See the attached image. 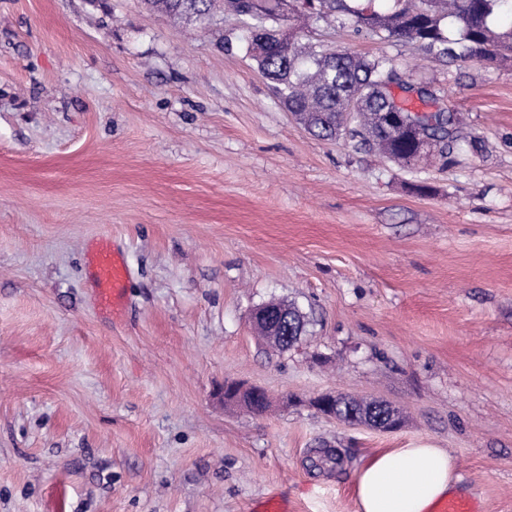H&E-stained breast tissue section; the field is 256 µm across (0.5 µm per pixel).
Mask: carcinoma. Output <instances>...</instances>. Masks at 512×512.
Wrapping results in <instances>:
<instances>
[{"instance_id": "1", "label": "carcinoma", "mask_w": 512, "mask_h": 512, "mask_svg": "<svg viewBox=\"0 0 512 512\" xmlns=\"http://www.w3.org/2000/svg\"><path fill=\"white\" fill-rule=\"evenodd\" d=\"M147 13L201 21L230 11L251 20L246 50L259 70L274 83L287 110L313 135L333 140L341 136L400 164L439 154L461 155L478 150L462 134L460 118L444 109L428 111L435 100L425 86L408 85L405 74L385 56L362 57L321 45L301 46L297 35L284 42L275 30L296 13L299 29L309 22L327 26L348 24L382 40L424 49L438 60L464 65L481 55L496 62L512 58V27L500 30L498 14L512 12V0H393L394 8L375 9V0H141ZM415 91L420 106L395 90ZM291 324L292 346L305 328V315L293 303H279ZM377 402L340 393L336 412L351 423L373 422Z\"/></svg>"}]
</instances>
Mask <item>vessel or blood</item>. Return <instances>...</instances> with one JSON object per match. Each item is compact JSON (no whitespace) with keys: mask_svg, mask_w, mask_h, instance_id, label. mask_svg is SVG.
I'll return each mask as SVG.
<instances>
[{"mask_svg":"<svg viewBox=\"0 0 512 512\" xmlns=\"http://www.w3.org/2000/svg\"><path fill=\"white\" fill-rule=\"evenodd\" d=\"M89 266L100 311L117 312L126 296L127 268L123 255L103 239L90 251Z\"/></svg>","mask_w":512,"mask_h":512,"instance_id":"obj_1","label":"vessel or blood"}]
</instances>
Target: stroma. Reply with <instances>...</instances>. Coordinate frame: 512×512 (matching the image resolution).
<instances>
[{
  "mask_svg": "<svg viewBox=\"0 0 512 512\" xmlns=\"http://www.w3.org/2000/svg\"><path fill=\"white\" fill-rule=\"evenodd\" d=\"M246 35L232 12L0 0V512H52L60 487L65 512H355L361 466L420 442L512 512V61L316 27L392 59L481 144L403 168L308 133ZM104 238L129 268L115 317L87 262ZM282 300L309 324L280 351L250 317ZM228 380L270 410L225 404ZM336 392L400 427L311 407Z\"/></svg>",
  "mask_w": 512,
  "mask_h": 512,
  "instance_id": "35a3bbf8",
  "label": "stroma"
}]
</instances>
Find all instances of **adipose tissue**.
Wrapping results in <instances>:
<instances>
[{"mask_svg": "<svg viewBox=\"0 0 512 512\" xmlns=\"http://www.w3.org/2000/svg\"><path fill=\"white\" fill-rule=\"evenodd\" d=\"M456 462L430 445L395 448L367 462L355 479L356 512H431L457 489Z\"/></svg>", "mask_w": 512, "mask_h": 512, "instance_id": "ef3b65f1", "label": "adipose tissue"}]
</instances>
